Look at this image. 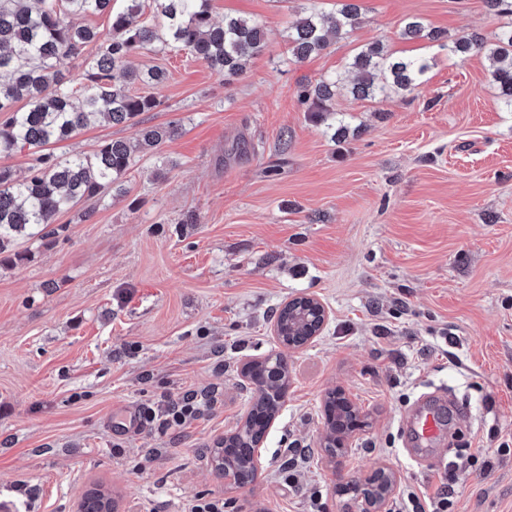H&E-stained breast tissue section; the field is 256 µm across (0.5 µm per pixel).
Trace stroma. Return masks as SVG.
I'll use <instances>...</instances> for the list:
<instances>
[{"instance_id":"obj_1","label":"stroma","mask_w":512,"mask_h":512,"mask_svg":"<svg viewBox=\"0 0 512 512\" xmlns=\"http://www.w3.org/2000/svg\"><path fill=\"white\" fill-rule=\"evenodd\" d=\"M298 4L212 0L215 20L269 30L228 85L185 50L137 56L167 71L140 125L175 121L179 134L138 157L124 194L78 203L56 235L18 237L0 261V497L21 512H76L95 486L118 512H191L200 496L224 512H344L338 485L376 466L398 477L388 512L442 492L451 512H512V112L485 55L459 61L400 35L411 18L452 39L507 20L484 0H361L350 37L290 63ZM373 40L434 64L412 98L338 96L354 133L335 140L299 87ZM136 128L96 120L52 151L91 155ZM301 295L328 322L285 352L273 314ZM280 351L288 392L256 478L225 487L211 451L254 401L242 368ZM436 386L456 407L432 449L444 465L425 466L400 419ZM335 389L368 427L332 460L319 441ZM189 390L204 396L198 417L164 427ZM132 406L147 417L129 436ZM298 299H302L303 303L307 304L311 309L314 310V313L317 316V321L314 323L315 327H310L308 329V331L311 330V334H305L299 338L298 345L288 344V348H291L292 350H300L310 344L323 331L328 319V312L326 307L315 297L307 295L297 296L290 299L286 304L289 305Z\"/></svg>"}]
</instances>
